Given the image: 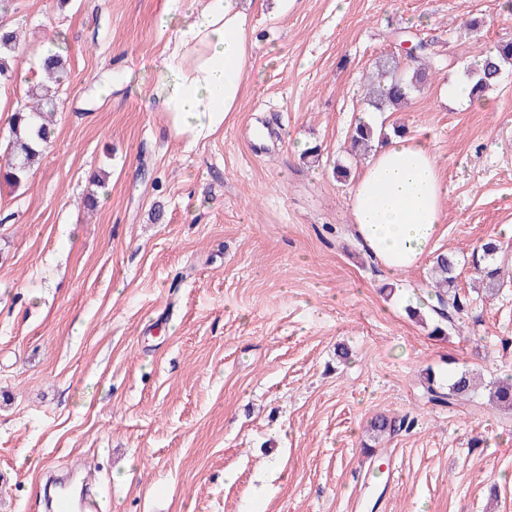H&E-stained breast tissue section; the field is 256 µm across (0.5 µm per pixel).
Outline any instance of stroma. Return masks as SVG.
Instances as JSON below:
<instances>
[{
	"label": "stroma",
	"instance_id": "stroma-1",
	"mask_svg": "<svg viewBox=\"0 0 512 512\" xmlns=\"http://www.w3.org/2000/svg\"><path fill=\"white\" fill-rule=\"evenodd\" d=\"M162 0H10L35 67L60 36L55 138L0 184V512H45L49 472L112 490V512H512V70L473 108L441 90L512 39L502 0H253L249 79L223 133L170 138L151 101ZM482 19L476 36L463 24ZM440 68L383 128L429 133L448 190L436 251L458 256L472 335L434 337L355 236L353 126L394 34ZM319 146L318 157H304ZM95 194L97 206L83 200ZM502 273L481 281L483 240ZM349 352L339 361L337 346ZM469 370L470 402L428 404L426 371ZM385 414L410 430L370 441ZM392 461L399 477L365 481ZM499 495L490 498L489 488Z\"/></svg>",
	"mask_w": 512,
	"mask_h": 512
}]
</instances>
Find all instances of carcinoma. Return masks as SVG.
<instances>
[{"instance_id": "carcinoma-1", "label": "carcinoma", "mask_w": 512, "mask_h": 512, "mask_svg": "<svg viewBox=\"0 0 512 512\" xmlns=\"http://www.w3.org/2000/svg\"><path fill=\"white\" fill-rule=\"evenodd\" d=\"M19 34L13 28L0 27V81L11 80L12 58L19 48ZM418 57L410 63L400 64L391 58L375 62L376 77L367 84L369 105L379 112H387L409 100L425 88L435 68V56L429 45L417 41ZM495 55L487 56L481 64L467 68L465 75L472 82L473 96L482 97L501 80L507 65L512 64V39L500 41L494 47ZM38 69L44 80L29 86L25 99L17 102L10 120V140L5 161L0 163V179L10 186L24 183L31 169L38 163L42 152L52 142L54 130L52 116L56 110L57 86L67 74L66 57L59 54L41 60ZM373 140L372 130L358 122L352 130L353 147H363ZM482 259L486 262L485 277L498 275L496 265L500 247L489 238L481 243ZM458 261L453 253L440 252L433 257L432 288L434 298L428 305L433 323L432 336L463 333L465 303L457 290ZM423 396L433 406L453 407L471 399L475 383L466 371L448 377L431 371L422 383ZM491 401L501 407L512 408V382L490 384ZM400 421L386 415L375 417L370 424L374 437H386L404 428Z\"/></svg>"}]
</instances>
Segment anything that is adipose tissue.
Masks as SVG:
<instances>
[{
  "mask_svg": "<svg viewBox=\"0 0 512 512\" xmlns=\"http://www.w3.org/2000/svg\"><path fill=\"white\" fill-rule=\"evenodd\" d=\"M161 28L173 31L155 68L153 100L174 138L187 146L222 131L244 94L248 15L240 0H164ZM446 191L429 138L391 137L351 185L348 210L364 248L390 273L418 266L433 251Z\"/></svg>",
  "mask_w": 512,
  "mask_h": 512,
  "instance_id": "1",
  "label": "adipose tissue"
}]
</instances>
